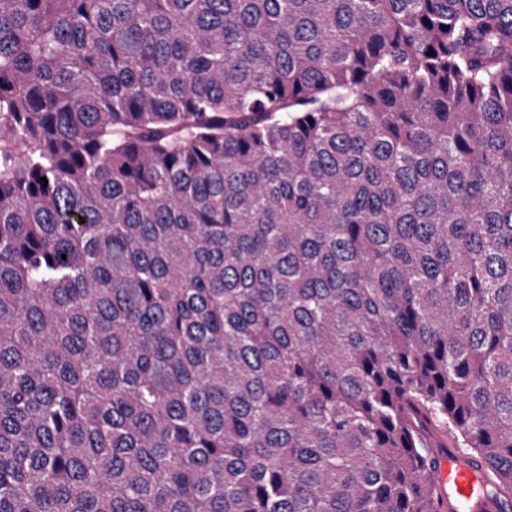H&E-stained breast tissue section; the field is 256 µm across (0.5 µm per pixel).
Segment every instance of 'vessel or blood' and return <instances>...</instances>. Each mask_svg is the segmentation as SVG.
Listing matches in <instances>:
<instances>
[{"instance_id":"1","label":"vessel or blood","mask_w":512,"mask_h":512,"mask_svg":"<svg viewBox=\"0 0 512 512\" xmlns=\"http://www.w3.org/2000/svg\"><path fill=\"white\" fill-rule=\"evenodd\" d=\"M429 446L435 463L426 471L439 488V512H512V500L486 490L487 465L457 448L445 435L435 434Z\"/></svg>"}]
</instances>
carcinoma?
Instances as JSON below:
<instances>
[{
  "label": "carcinoma",
  "mask_w": 512,
  "mask_h": 512,
  "mask_svg": "<svg viewBox=\"0 0 512 512\" xmlns=\"http://www.w3.org/2000/svg\"><path fill=\"white\" fill-rule=\"evenodd\" d=\"M432 428L512 499V0H0V512H433Z\"/></svg>",
  "instance_id": "obj_1"
}]
</instances>
